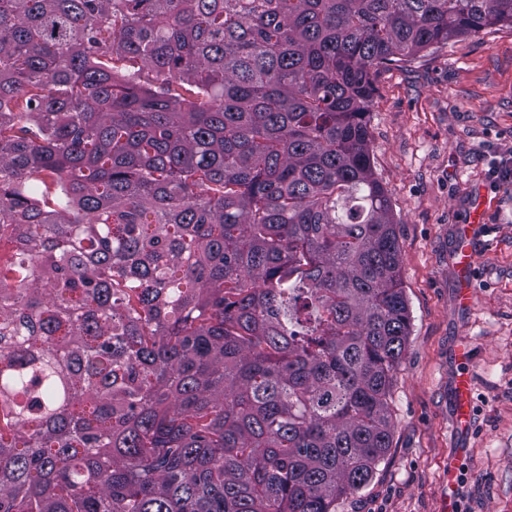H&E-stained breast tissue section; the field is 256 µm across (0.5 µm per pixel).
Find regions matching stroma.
<instances>
[{
    "instance_id": "stroma-1",
    "label": "stroma",
    "mask_w": 512,
    "mask_h": 512,
    "mask_svg": "<svg viewBox=\"0 0 512 512\" xmlns=\"http://www.w3.org/2000/svg\"><path fill=\"white\" fill-rule=\"evenodd\" d=\"M374 170L402 251L410 336L392 372V445L370 483L336 512H512V181L492 185L493 156L512 153V26L448 40L381 69L367 115ZM490 211L474 235L476 297L454 305L451 254L471 201ZM470 337L473 427L450 432L453 345ZM456 461V483L448 463Z\"/></svg>"
}]
</instances>
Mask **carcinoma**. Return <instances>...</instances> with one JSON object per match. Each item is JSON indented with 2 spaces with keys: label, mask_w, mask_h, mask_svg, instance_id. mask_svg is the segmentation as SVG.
I'll return each instance as SVG.
<instances>
[{
  "label": "carcinoma",
  "mask_w": 512,
  "mask_h": 512,
  "mask_svg": "<svg viewBox=\"0 0 512 512\" xmlns=\"http://www.w3.org/2000/svg\"><path fill=\"white\" fill-rule=\"evenodd\" d=\"M512 0H0V512H336L410 334L379 71Z\"/></svg>",
  "instance_id": "1"
}]
</instances>
